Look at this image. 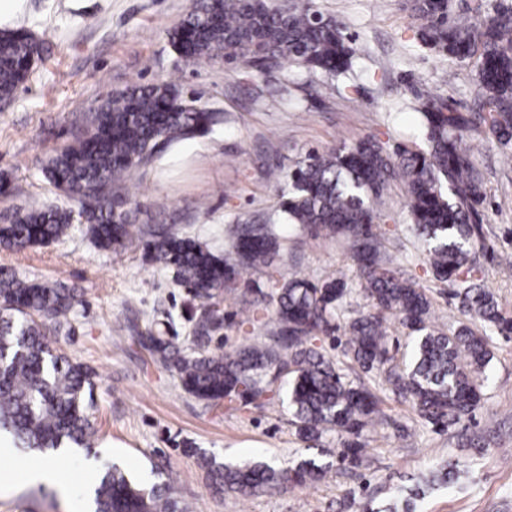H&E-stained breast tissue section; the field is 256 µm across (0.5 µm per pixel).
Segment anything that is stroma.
<instances>
[{
  "instance_id": "obj_1",
  "label": "stroma",
  "mask_w": 512,
  "mask_h": 512,
  "mask_svg": "<svg viewBox=\"0 0 512 512\" xmlns=\"http://www.w3.org/2000/svg\"><path fill=\"white\" fill-rule=\"evenodd\" d=\"M340 19L355 50L351 68L336 77L337 91L319 93L324 77L282 63L266 71L180 58L168 32L193 0H19L0 27L26 28L42 46L26 81L0 102V223L31 199H65L42 169L56 150L87 125L92 107L112 91L139 82L177 80L184 98L222 112L212 133L159 149L130 189L140 204L132 221L189 235L227 253L228 225L276 217L288 172L307 152H323L373 137L395 145L420 143L414 90L452 95L462 110L473 103L476 71L419 44L408 0H311ZM483 173L479 208L483 239L477 262L483 281L512 315V149L475 135L466 139ZM376 222L382 257L429 290L435 323L458 318L449 286L432 277L426 247L409 228L403 182L386 191ZM281 248L271 267L241 271L224 295V327L208 346L222 353L245 335L267 338L277 329L273 310L244 329L239 318L281 276L355 281L344 240L289 224L276 227ZM0 267L30 279L76 288L79 305L70 328L50 334L57 352L91 367L98 431L93 450L61 448L54 456L58 483L22 482L0 490V512H85L98 472L119 464L136 478L168 482L186 512H360L379 508L412 485L435 462L466 461L469 474L428 495L421 512H512V336H494L490 383L472 416L440 430L420 421L374 375L350 369L383 399L388 426L367 427L360 466L342 461L332 437L302 442L287 394L263 406L214 405L183 390L178 378L146 350L141 334L156 326L186 345L199 310L172 269L147 260L140 242L105 251L82 227L69 237L24 250L0 247ZM488 435L483 451L470 437ZM242 465L292 466L307 458L330 464L326 478L243 498L216 491L200 455Z\"/></svg>"
}]
</instances>
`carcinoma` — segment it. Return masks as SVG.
Segmentation results:
<instances>
[{
    "instance_id": "carcinoma-1",
    "label": "carcinoma",
    "mask_w": 512,
    "mask_h": 512,
    "mask_svg": "<svg viewBox=\"0 0 512 512\" xmlns=\"http://www.w3.org/2000/svg\"><path fill=\"white\" fill-rule=\"evenodd\" d=\"M424 45L460 62L475 60L474 108L458 109L453 96L420 91L416 111L425 145L389 150L367 138L352 146L310 153L288 174L279 220L346 240L357 266V288L341 278L284 277L271 291L256 289L255 303L275 309L278 330L267 342H246L222 354L188 353L165 336L147 330L141 344L158 357L189 394L218 404L259 407L288 385V405L299 437L318 443L328 435L343 448L342 459L356 466L364 453V429L383 420L382 400L355 386L338 362L313 340L336 339L344 329L342 355L373 372L391 391L408 399L418 416L445 428L478 407L491 362V340L512 334V319L481 283L474 248L482 237L478 206L482 176L463 140L478 133L503 147L512 145V5L494 13L483 0L459 9L453 0H412ZM343 23L288 0H195L168 34L183 59L222 57L260 70L287 61L333 78L347 71L354 56ZM34 38L23 28L0 30V99L24 82ZM223 122L216 111L186 100L174 82L132 84L102 101L91 114L90 130L63 146L44 167L46 180L72 202L68 207L32 202L0 224V246L26 249L46 245L86 226L103 250L145 240L146 258L174 270L201 309L191 342L209 343L224 327L221 290L241 269L270 266L279 241L270 224H236L232 251L214 253L198 239L153 234L132 224L112 203V185L126 184L161 144L213 131ZM404 182L408 212L427 247L434 278L452 285L451 299L463 316L445 332L430 318L428 289L380 258L374 232L391 181ZM354 294L365 300L355 311ZM77 291L0 269V433L19 450L91 448L96 429L89 419L91 371L49 346L50 324L61 328L78 305ZM395 317L412 334L409 360L391 354L385 322ZM213 486L242 496L274 491L286 483L317 481L329 464L305 459L289 468L265 463L226 465L201 457ZM466 477L458 462L436 467L429 477L399 495L381 512H419L426 494ZM93 512H181L167 483L145 484L117 464L93 488Z\"/></svg>"
}]
</instances>
